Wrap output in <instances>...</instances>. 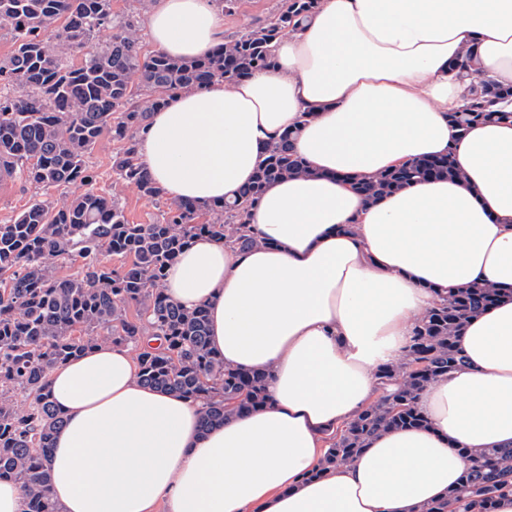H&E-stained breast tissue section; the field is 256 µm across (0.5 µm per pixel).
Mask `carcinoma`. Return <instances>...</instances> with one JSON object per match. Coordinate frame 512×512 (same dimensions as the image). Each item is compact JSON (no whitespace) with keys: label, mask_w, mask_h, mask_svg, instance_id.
<instances>
[{"label":"carcinoma","mask_w":512,"mask_h":512,"mask_svg":"<svg viewBox=\"0 0 512 512\" xmlns=\"http://www.w3.org/2000/svg\"><path fill=\"white\" fill-rule=\"evenodd\" d=\"M318 6L319 0H282L273 17L188 60L145 53L137 13H113L112 0H0V24L12 43L0 58V177L37 190L11 223L0 224V480L23 487L24 512H60L49 494L48 458L64 416L50 398L49 374L99 341L136 350L142 384L208 401L204 429L267 403L268 377L224 365L210 345L206 309H183L163 281L197 237L242 251L261 243L250 216L267 187L308 173L294 147L297 132L266 147L233 200L206 207L165 197L139 161L138 142L151 114L171 97L272 69L270 45L299 30ZM106 31L108 40H100ZM473 55L468 48L458 60L478 84L452 116L461 127L509 117L501 104L512 99V86L474 69ZM105 134L120 144L114 185L154 202V223H129L117 193L99 189L86 158ZM457 176L448 154L382 171L354 189L375 203L420 180ZM72 186L81 192L66 195ZM114 258L120 265H112ZM60 261L76 272L57 275ZM497 298L491 285L465 288L420 317L403 362L378 370L384 396L329 439L325 464L353 462L380 432L423 425L419 396L466 364L459 333ZM146 333L162 337L163 347L139 349ZM18 391L28 404H18ZM459 453L466 467L458 486L423 512H448L451 504L493 512L496 497L512 490V447Z\"/></svg>","instance_id":"carcinoma-1"}]
</instances>
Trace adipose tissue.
<instances>
[{"instance_id":"obj_1","label":"adipose tissue","mask_w":512,"mask_h":512,"mask_svg":"<svg viewBox=\"0 0 512 512\" xmlns=\"http://www.w3.org/2000/svg\"><path fill=\"white\" fill-rule=\"evenodd\" d=\"M157 51L197 58L224 42L215 0H157ZM512 85V0H320L270 46L274 70L173 96L140 138L170 200L233 196L267 144L297 130L308 174L269 186L246 251L198 238L164 280L206 306L226 366L266 373L269 400L201 431L200 404L142 386L131 350L102 343L50 374L65 416L50 453L61 512H421L454 488L458 448L512 446V121L458 128L464 48ZM451 154L458 177L375 204L355 180ZM494 285L466 323L467 363L419 397L427 424L373 436L323 467L325 439L378 396L415 320L450 292Z\"/></svg>"}]
</instances>
